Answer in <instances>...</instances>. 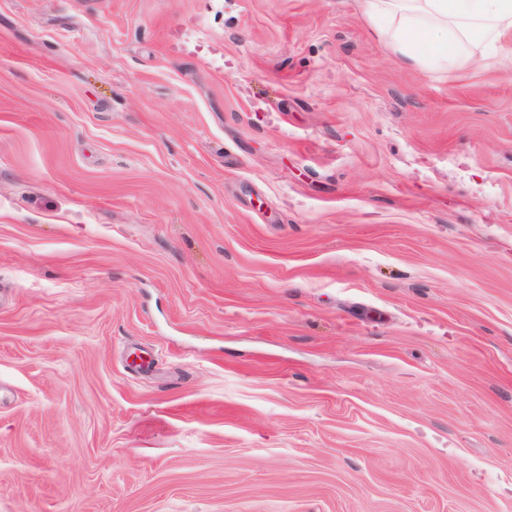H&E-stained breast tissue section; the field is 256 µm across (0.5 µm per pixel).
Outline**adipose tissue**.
Here are the masks:
<instances>
[{
	"label": "adipose tissue",
	"mask_w": 512,
	"mask_h": 512,
	"mask_svg": "<svg viewBox=\"0 0 512 512\" xmlns=\"http://www.w3.org/2000/svg\"><path fill=\"white\" fill-rule=\"evenodd\" d=\"M378 35L430 70L471 64L512 31V0H359Z\"/></svg>",
	"instance_id": "adipose-tissue-1"
}]
</instances>
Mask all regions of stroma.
<instances>
[{"label": "stroma", "instance_id": "obj_1", "mask_svg": "<svg viewBox=\"0 0 512 512\" xmlns=\"http://www.w3.org/2000/svg\"><path fill=\"white\" fill-rule=\"evenodd\" d=\"M0 512H512V32L0 0Z\"/></svg>", "mask_w": 512, "mask_h": 512}]
</instances>
